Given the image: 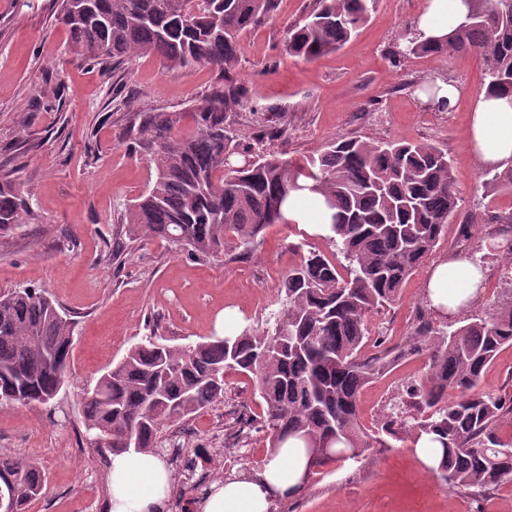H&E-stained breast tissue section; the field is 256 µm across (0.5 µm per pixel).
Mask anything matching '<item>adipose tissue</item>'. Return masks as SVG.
Here are the masks:
<instances>
[{
    "instance_id": "1",
    "label": "adipose tissue",
    "mask_w": 512,
    "mask_h": 512,
    "mask_svg": "<svg viewBox=\"0 0 512 512\" xmlns=\"http://www.w3.org/2000/svg\"><path fill=\"white\" fill-rule=\"evenodd\" d=\"M468 0H427L415 21L418 39L443 37L462 23ZM466 141L480 164L497 168L512 161V95L480 93L474 100ZM286 219L326 233L329 214L321 195L291 193ZM484 278L481 266L451 257L432 264L423 297L441 317L458 314L478 296ZM308 456L302 443L289 441L268 458L261 470L216 482L200 503V512H270L274 499L297 494L309 480ZM110 512H160L171 473L151 451H129L112 459Z\"/></svg>"
}]
</instances>
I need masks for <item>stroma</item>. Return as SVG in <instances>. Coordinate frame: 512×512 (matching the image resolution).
Masks as SVG:
<instances>
[{
    "mask_svg": "<svg viewBox=\"0 0 512 512\" xmlns=\"http://www.w3.org/2000/svg\"><path fill=\"white\" fill-rule=\"evenodd\" d=\"M425 2L379 0L353 40L306 62L289 54L287 31L315 0H277L270 20L240 34L243 51L227 76L211 65L171 72L151 57L118 65L77 60L52 0H0V162L15 168L34 213L0 236V292L46 290L76 322L69 378L56 398L0 406V452L37 460L46 476L26 512H109L110 463L85 438L82 398L128 350L152 333L170 346L220 336L228 309L235 329H265L301 259L299 243L332 251L297 224L270 225L253 253L221 262L191 258L161 239L130 240L121 219L156 179L151 153L132 142L141 112L178 113L175 134L193 133L197 108L230 79L248 102L224 125L256 156L302 165L339 135L434 145L451 160L458 212L433 260L460 251L483 258L485 284L473 312L491 313L512 294L487 238L489 211H512V193L485 191L484 169L465 146L483 61L472 53L394 56ZM439 79L465 89L452 111L418 97ZM426 272L419 267L395 305L369 315L372 335L396 343L412 330ZM426 372L424 357L407 355L367 384L359 397L363 425L375 428L405 382ZM261 411L255 381L231 370L223 403L174 424L168 438L199 457L213 480L253 473L268 457L265 432L251 431L246 447L233 448L224 444V425ZM273 512H512V484L481 497L460 491L422 467L406 441L318 469Z\"/></svg>",
    "mask_w": 512,
    "mask_h": 512,
    "instance_id": "1",
    "label": "stroma"
}]
</instances>
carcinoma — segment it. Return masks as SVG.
I'll use <instances>...</instances> for the list:
<instances>
[{"mask_svg":"<svg viewBox=\"0 0 512 512\" xmlns=\"http://www.w3.org/2000/svg\"><path fill=\"white\" fill-rule=\"evenodd\" d=\"M69 52L89 62L155 57L169 71L208 64L229 77L242 31L262 23L276 0H58ZM477 18L441 39H406L395 55L472 52L486 63V90L512 94V0H481ZM288 29L289 53L307 62L347 43L376 0H316ZM246 92L232 85L197 108L194 134L174 138V112L139 115L137 141L154 150L156 180L129 208L130 238H158L202 259L243 256L285 221L291 192L306 186L331 211L323 239L332 256L308 249L286 276L270 330L245 328L214 341L172 347L149 339L131 348L83 398L97 452H126L132 434L160 455L173 424L224 401L229 370L255 377L258 423L276 449L304 442L309 469L355 460L377 446L433 434L442 445L434 472L449 485L486 492L512 482V442L497 422L512 398L479 391L484 369L512 347V300L440 330L421 314L394 347L362 353L367 314L395 303L404 282L440 242L458 211L448 154L432 145L332 139L303 166L275 156L241 166L224 126ZM484 186L512 191V165L484 171ZM14 170L0 169V232L32 220ZM75 322L43 290L0 293V401L47 404L69 377ZM407 352L426 355L428 374L382 415L380 434L360 423L361 389ZM39 463L0 454V512H25L41 495Z\"/></svg>","mask_w":512,"mask_h":512,"instance_id":"carcinoma-1","label":"carcinoma"}]
</instances>
